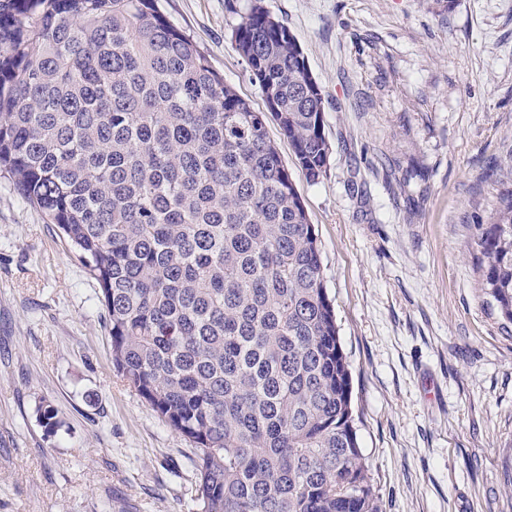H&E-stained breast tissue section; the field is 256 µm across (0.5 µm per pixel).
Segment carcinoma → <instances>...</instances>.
Masks as SVG:
<instances>
[{
	"label": "carcinoma",
	"mask_w": 512,
	"mask_h": 512,
	"mask_svg": "<svg viewBox=\"0 0 512 512\" xmlns=\"http://www.w3.org/2000/svg\"><path fill=\"white\" fill-rule=\"evenodd\" d=\"M265 109L158 0H0V174L99 288L112 365L191 445L196 512H379L316 227L327 98L263 0L232 31ZM476 227L512 324V163Z\"/></svg>",
	"instance_id": "carcinoma-1"
}]
</instances>
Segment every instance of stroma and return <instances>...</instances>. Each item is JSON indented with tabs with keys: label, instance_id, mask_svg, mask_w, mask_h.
Wrapping results in <instances>:
<instances>
[{
	"label": "stroma",
	"instance_id": "obj_1",
	"mask_svg": "<svg viewBox=\"0 0 512 512\" xmlns=\"http://www.w3.org/2000/svg\"><path fill=\"white\" fill-rule=\"evenodd\" d=\"M245 2L159 6L261 110ZM264 4L328 100L319 183L268 130L318 229L380 512H512V325L473 271L512 157V0ZM97 291L0 177V512L194 508L188 443L117 375Z\"/></svg>",
	"mask_w": 512,
	"mask_h": 512
}]
</instances>
